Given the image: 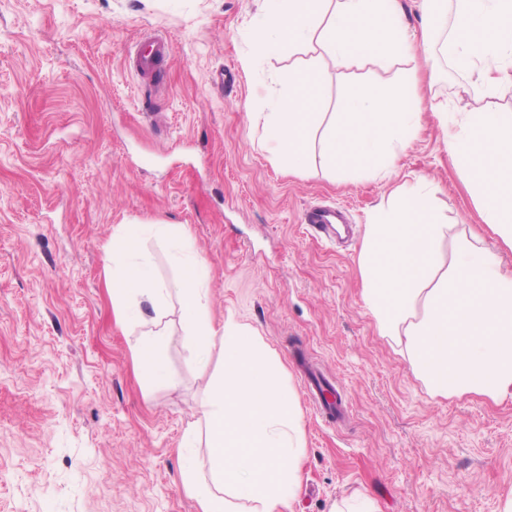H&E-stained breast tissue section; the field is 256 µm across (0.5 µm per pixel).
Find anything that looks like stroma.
<instances>
[{
    "label": "stroma",
    "instance_id": "1",
    "mask_svg": "<svg viewBox=\"0 0 512 512\" xmlns=\"http://www.w3.org/2000/svg\"><path fill=\"white\" fill-rule=\"evenodd\" d=\"M263 0H0V512H198L184 490L190 424L212 379L176 307L173 386L141 389L104 287L124 224H180L212 268L214 324L254 328L283 362L305 437L291 512L374 499L379 512H500L512 496V398H431L362 300L361 238L398 187L422 177L438 221L489 235L432 104L484 109L475 76L430 46L415 60L421 128L384 177L288 172L249 120L281 59L250 70ZM174 50L156 83L125 65L142 34ZM335 204L346 233L315 238L306 208ZM314 363L345 403L308 399Z\"/></svg>",
    "mask_w": 512,
    "mask_h": 512
}]
</instances>
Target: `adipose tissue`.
<instances>
[{
    "mask_svg": "<svg viewBox=\"0 0 512 512\" xmlns=\"http://www.w3.org/2000/svg\"><path fill=\"white\" fill-rule=\"evenodd\" d=\"M455 9L443 51L464 72L480 71L487 97L512 85V0H420L419 31L407 29L399 0H264L252 26L255 50L246 68L276 54L295 61L277 75L270 111L250 113L273 160L310 174L381 176L420 125L423 99L407 84L381 86L357 78L342 111L324 115L323 70L341 75L373 66L388 70L429 45L433 28ZM458 171L474 193L485 224L512 249V113L467 112L449 137ZM175 244V285L159 281L140 251L144 234ZM458 240L452 263L442 243ZM106 284L112 307L128 319L131 306L153 317L131 347L146 390L166 384L163 344L176 297L179 322L200 370L213 350L221 366L200 405L208 469H181L199 512H288L300 486L305 440L295 391L280 358L249 325L214 327L209 317L208 262L170 224H126L108 246ZM359 266L362 299L379 336L387 339L432 398L512 397V269L482 240L460 239L438 223L434 190L422 181L391 194L364 228Z\"/></svg>",
    "mask_w": 512,
    "mask_h": 512,
    "instance_id": "adipose-tissue-1",
    "label": "adipose tissue"
}]
</instances>
